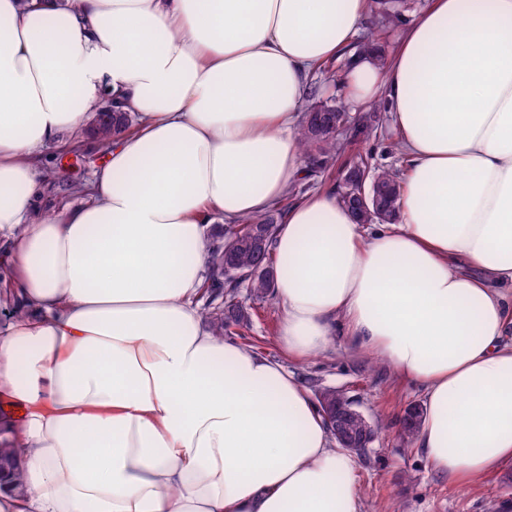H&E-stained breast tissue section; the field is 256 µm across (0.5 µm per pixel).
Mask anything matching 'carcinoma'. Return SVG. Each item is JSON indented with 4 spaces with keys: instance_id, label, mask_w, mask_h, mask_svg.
Instances as JSON below:
<instances>
[{
    "instance_id": "obj_1",
    "label": "carcinoma",
    "mask_w": 512,
    "mask_h": 512,
    "mask_svg": "<svg viewBox=\"0 0 512 512\" xmlns=\"http://www.w3.org/2000/svg\"><path fill=\"white\" fill-rule=\"evenodd\" d=\"M396 2L398 0H371V8L379 19L370 34L356 46V53L383 60L388 32L397 25L401 16L400 10L394 7ZM320 104V92L315 87L308 93L305 118L297 132L300 150L313 161L334 159L345 147L362 142L376 122V112L385 109L383 99L374 100L371 111L364 115L366 123L357 124L355 118L345 112L343 105L331 101L324 107L329 110V115L334 117L336 113H342L350 126L339 132L321 131L310 118L311 114L321 110ZM134 119L131 112H108L96 106L93 108L92 134L101 145L107 146L131 131ZM360 167L368 172L371 183L372 200L368 206L357 207L345 196V186L342 185V178L346 175L344 171L336 181V197L351 210L359 224L394 223L403 191V171L382 167L372 162L370 157L361 158ZM282 215L283 207L279 206L260 215L243 217L233 224L221 226L209 242L211 262L203 283V316L214 335L243 337L250 329L247 308L237 300L240 284H247L251 295L259 300L274 295L273 236ZM317 402L329 422L352 400L327 388L319 393ZM421 415L422 407L414 404L406 409L401 419L403 440L408 444L414 442ZM343 429L350 436L351 443L361 451L367 447V439L375 435L374 427L360 412L347 415L343 419Z\"/></svg>"
}]
</instances>
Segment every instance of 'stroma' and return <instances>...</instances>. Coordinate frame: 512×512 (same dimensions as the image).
<instances>
[{"label": "stroma", "instance_id": "stroma-1", "mask_svg": "<svg viewBox=\"0 0 512 512\" xmlns=\"http://www.w3.org/2000/svg\"><path fill=\"white\" fill-rule=\"evenodd\" d=\"M79 137V151L63 153L53 144L42 153L50 199L81 201L82 187L105 157V147L87 132ZM358 152L371 154L377 164L402 167L387 112H379L369 137L346 155L351 158ZM238 298L253 310L249 335L257 353L283 363L307 390L330 386L345 393L377 427L375 440L356 456L363 512H501V505L512 504V465L474 482H453L433 470L419 448L404 445L398 420L409 405L422 403V388L400 379L386 363L353 348L341 336L334 337L326 351L306 359L285 357L276 340L282 315L279 300H255L245 287L239 288Z\"/></svg>", "mask_w": 512, "mask_h": 512}]
</instances>
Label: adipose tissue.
Returning <instances> with one entry per match:
<instances>
[{
	"mask_svg": "<svg viewBox=\"0 0 512 512\" xmlns=\"http://www.w3.org/2000/svg\"><path fill=\"white\" fill-rule=\"evenodd\" d=\"M368 0H0V512H361L357 463L280 363L196 302L214 220L305 175L309 78ZM351 98L386 104L408 170L394 223L335 191L274 239L277 339L336 332L424 391L416 434L453 481L512 464V0H429ZM108 102L87 202L41 211V151Z\"/></svg>",
	"mask_w": 512,
	"mask_h": 512,
	"instance_id": "adipose-tissue-1",
	"label": "adipose tissue"
}]
</instances>
